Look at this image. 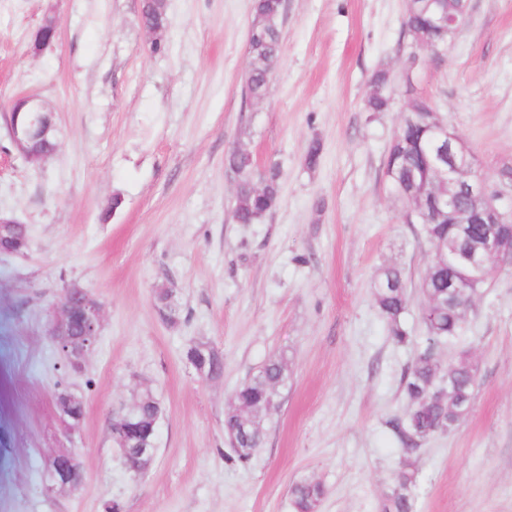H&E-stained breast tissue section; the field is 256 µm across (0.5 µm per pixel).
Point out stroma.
<instances>
[{"label": "stroma", "instance_id": "1", "mask_svg": "<svg viewBox=\"0 0 512 512\" xmlns=\"http://www.w3.org/2000/svg\"><path fill=\"white\" fill-rule=\"evenodd\" d=\"M407 0H285L266 97L242 102L253 0H167L162 47L141 0H0V214L25 224L24 254H0V512H293L291 486L325 489L318 512H380L394 471L419 473L417 512H512V272L491 274L457 347L477 371L466 420L404 454L387 423L425 344L423 301L396 343L373 303L376 270L419 283L431 252L391 193L383 162L404 113L427 102L469 147L489 189L512 197V0H468L444 56L403 29ZM51 44L38 41L46 18ZM391 107L369 112L373 74ZM55 115L57 150L28 162L13 143V101ZM319 141V163L305 154ZM238 147L278 163L281 193L259 224L232 217ZM180 320L165 324L157 288ZM102 306L80 372L48 331L66 289ZM224 354L202 380L186 350ZM290 379L267 437L230 461L224 410L276 351ZM150 387L164 414L145 475L125 467L112 416ZM80 397L66 431L60 392ZM82 466L75 490L46 493L56 453Z\"/></svg>", "mask_w": 512, "mask_h": 512}]
</instances>
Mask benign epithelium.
<instances>
[{
  "label": "benign epithelium",
  "mask_w": 512,
  "mask_h": 512,
  "mask_svg": "<svg viewBox=\"0 0 512 512\" xmlns=\"http://www.w3.org/2000/svg\"><path fill=\"white\" fill-rule=\"evenodd\" d=\"M431 130L438 135L442 149L437 153L438 172L447 178L448 197L435 198V208L448 209L450 224H484L487 232L478 250L463 245L455 252L460 265L471 272L469 289L486 279L488 268L495 265L512 266V239L498 231L502 224H512V209L502 203V195L490 191L482 176L472 166L470 154L464 143L448 130L437 113H427ZM10 129L18 147L27 142L45 140L54 129L53 112L32 96L15 100L11 111ZM458 198H467L475 206L460 209L454 205ZM99 301L89 292L79 288L69 289L61 301V312L51 330V336L59 344L71 368L81 367L87 352L93 348L100 331ZM61 416L68 429H73L82 419L84 406L81 400L59 404ZM113 435L121 447L137 446L143 436L142 428L121 413L112 418ZM83 477L76 476L72 457L66 453L56 455L48 469L46 489H77Z\"/></svg>",
  "instance_id": "obj_1"
}]
</instances>
